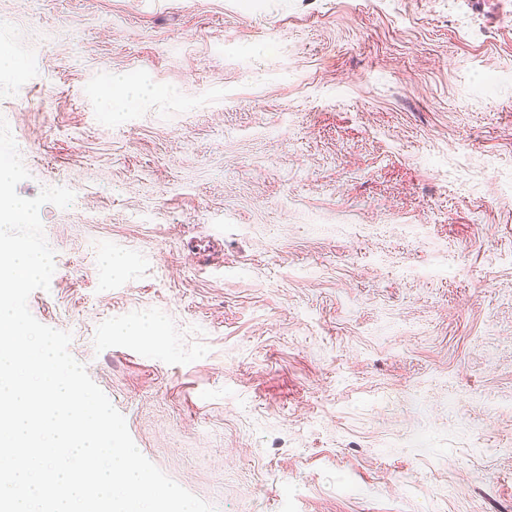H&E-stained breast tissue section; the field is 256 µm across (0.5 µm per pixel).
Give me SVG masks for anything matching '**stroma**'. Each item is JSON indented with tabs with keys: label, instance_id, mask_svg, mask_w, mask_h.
<instances>
[{
	"label": "stroma",
	"instance_id": "1",
	"mask_svg": "<svg viewBox=\"0 0 512 512\" xmlns=\"http://www.w3.org/2000/svg\"><path fill=\"white\" fill-rule=\"evenodd\" d=\"M0 46L18 194H75L29 310L147 459L214 512H512V0H0Z\"/></svg>",
	"mask_w": 512,
	"mask_h": 512
}]
</instances>
